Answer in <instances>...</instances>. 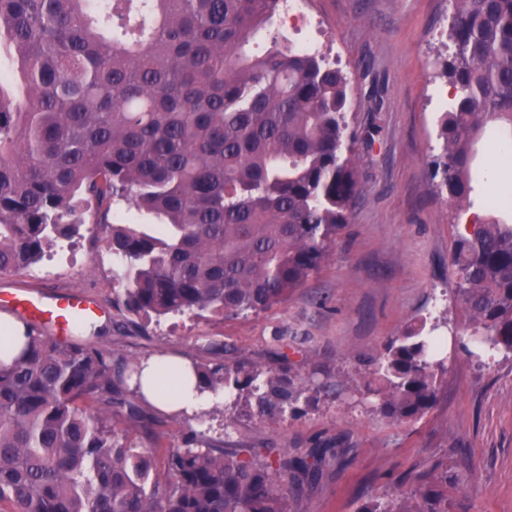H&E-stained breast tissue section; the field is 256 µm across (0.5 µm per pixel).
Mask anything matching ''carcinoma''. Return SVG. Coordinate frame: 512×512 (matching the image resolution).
I'll return each instance as SVG.
<instances>
[{"label": "carcinoma", "instance_id": "obj_1", "mask_svg": "<svg viewBox=\"0 0 512 512\" xmlns=\"http://www.w3.org/2000/svg\"><path fill=\"white\" fill-rule=\"evenodd\" d=\"M442 75L440 179L458 210L472 191L473 146L496 124L512 138V0H452ZM284 0H0V273L39 262L95 210L123 261L114 305L138 318L264 312L319 272L361 186L346 120L351 82L317 52L272 30ZM267 46H250L260 32ZM126 204L151 224L110 220ZM468 319L460 349L479 368L512 359V221L474 218L449 259ZM427 322L390 337L360 369L368 412L421 418L448 373ZM203 386L251 396L262 415L339 397L325 375L196 366ZM112 354L61 346L26 324L25 347L0 363V512H291L330 448L130 447L112 425L141 408L122 397ZM462 477L432 465L410 489L358 512H448Z\"/></svg>", "mask_w": 512, "mask_h": 512}]
</instances>
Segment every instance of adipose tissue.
Wrapping results in <instances>:
<instances>
[{"mask_svg":"<svg viewBox=\"0 0 512 512\" xmlns=\"http://www.w3.org/2000/svg\"><path fill=\"white\" fill-rule=\"evenodd\" d=\"M198 380L188 362L171 356H157L144 364L141 393L147 401L172 413L191 414L208 407L212 392H196Z\"/></svg>","mask_w":512,"mask_h":512,"instance_id":"ef3b65f1","label":"adipose tissue"}]
</instances>
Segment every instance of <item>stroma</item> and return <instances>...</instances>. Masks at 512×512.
Listing matches in <instances>:
<instances>
[{
  "instance_id": "obj_1",
  "label": "stroma",
  "mask_w": 512,
  "mask_h": 512,
  "mask_svg": "<svg viewBox=\"0 0 512 512\" xmlns=\"http://www.w3.org/2000/svg\"><path fill=\"white\" fill-rule=\"evenodd\" d=\"M448 0H306L310 25L283 28L288 43L313 37L315 49L351 81L352 126L380 127L372 148L353 147L362 194L318 272L285 302L260 314L224 318L177 314L128 322L114 307L122 271L103 245L101 226L86 223L29 268L0 273V292L82 291L103 309L94 345L113 360L176 354L221 368L288 366L304 376L330 371L357 379V361L417 320L444 315L463 331L467 318L449 297L448 259L458 228L455 207L438 194L428 165L440 151L439 118L452 56ZM382 100L373 112L372 95ZM501 131L488 126L476 145L474 177L481 192L473 213L492 218L489 192L512 193V161L492 162ZM448 374L432 409L394 422L362 404L321 397L275 420L248 401L217 400L192 415L144 403L146 425L129 430L131 447L273 448L289 455L333 448L340 458L293 504V512H357L365 499L408 489L409 475L435 463L463 473L448 494V512H512V361L478 369L448 344Z\"/></svg>"
}]
</instances>
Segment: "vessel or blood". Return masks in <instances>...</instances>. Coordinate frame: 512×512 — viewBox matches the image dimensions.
I'll use <instances>...</instances> for the list:
<instances>
[{
  "mask_svg": "<svg viewBox=\"0 0 512 512\" xmlns=\"http://www.w3.org/2000/svg\"><path fill=\"white\" fill-rule=\"evenodd\" d=\"M17 313L57 335L69 334L76 321L98 318L101 308L83 293L59 292L53 296L29 290L14 291Z\"/></svg>",
  "mask_w": 512,
  "mask_h": 512,
  "instance_id": "obj_1",
  "label": "vessel or blood"
}]
</instances>
